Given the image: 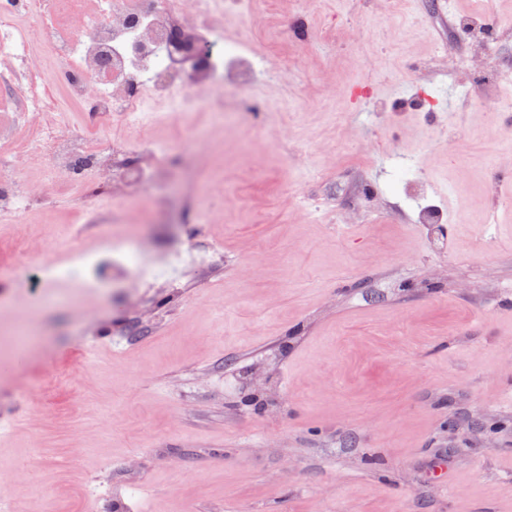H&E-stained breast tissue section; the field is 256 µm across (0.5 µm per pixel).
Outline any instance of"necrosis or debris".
<instances>
[{
	"instance_id": "1",
	"label": "necrosis or debris",
	"mask_w": 512,
	"mask_h": 512,
	"mask_svg": "<svg viewBox=\"0 0 512 512\" xmlns=\"http://www.w3.org/2000/svg\"><path fill=\"white\" fill-rule=\"evenodd\" d=\"M215 0H0V213L21 215L40 196L25 162L41 159L46 175L82 190L102 184L125 157L167 145L140 128L155 101L185 109L205 98L222 109L253 81L263 54L229 41L215 23ZM192 31L210 54L191 63L171 40ZM92 112L99 137L72 125L58 92ZM123 122L128 138L103 131Z\"/></svg>"
}]
</instances>
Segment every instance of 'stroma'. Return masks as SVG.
Returning <instances> with one entry per match:
<instances>
[{
	"label": "stroma",
	"instance_id": "1",
	"mask_svg": "<svg viewBox=\"0 0 512 512\" xmlns=\"http://www.w3.org/2000/svg\"><path fill=\"white\" fill-rule=\"evenodd\" d=\"M250 7L248 130L152 103L148 190L0 217L8 512H512V125L474 82L512 59L457 26L512 41V0ZM118 238L217 254L155 283ZM460 25L482 38L489 55L497 57H512V43L498 40L492 36L487 25L482 24L479 16H471L460 22Z\"/></svg>",
	"mask_w": 512,
	"mask_h": 512
}]
</instances>
